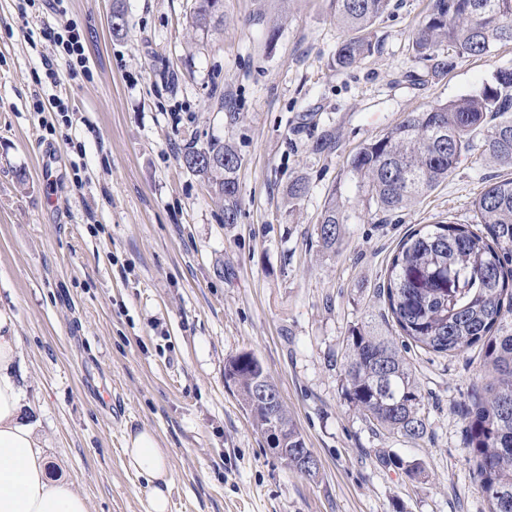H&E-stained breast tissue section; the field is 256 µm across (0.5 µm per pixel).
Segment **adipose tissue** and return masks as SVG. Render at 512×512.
<instances>
[{"instance_id": "1", "label": "adipose tissue", "mask_w": 512, "mask_h": 512, "mask_svg": "<svg viewBox=\"0 0 512 512\" xmlns=\"http://www.w3.org/2000/svg\"><path fill=\"white\" fill-rule=\"evenodd\" d=\"M20 354L14 316L0 309V512H90L87 498L72 483L47 473L42 442L24 413L16 373ZM124 455L128 468L144 481L147 512H170L172 465L155 433L127 430Z\"/></svg>"}]
</instances>
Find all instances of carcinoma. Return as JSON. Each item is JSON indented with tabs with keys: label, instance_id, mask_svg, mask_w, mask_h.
Segmentation results:
<instances>
[{
	"label": "carcinoma",
	"instance_id": "obj_1",
	"mask_svg": "<svg viewBox=\"0 0 512 512\" xmlns=\"http://www.w3.org/2000/svg\"><path fill=\"white\" fill-rule=\"evenodd\" d=\"M223 0H196L193 26L222 21ZM336 18L349 35L337 46L336 65L347 69L372 52L365 32L384 15L391 0H335ZM512 43V0H430L416 27L412 47L445 74L463 57L488 54ZM482 149L500 166L512 169V70H497L473 94L438 103L408 116L383 137L366 144L349 160L366 214L378 224L446 181L464 158ZM224 160L220 166L193 169L215 186L224 203V223L241 216L237 172L241 156L234 144L193 141L179 153L184 160L199 151ZM295 204L308 193L304 178L288 185ZM472 223L422 224L400 240L385 271L378 297L384 324L402 337L396 341L365 319L348 336L341 369L347 402L378 430L418 439L427 433L425 396L405 353L411 347L453 357L478 347L487 382L472 386L463 419L468 462L489 512H512V177L491 183L471 204ZM482 228L472 229L471 224ZM347 216L336 196L324 207L315 234L318 245L334 251L341 244ZM225 382L234 387L254 427L266 434L271 422L288 431L278 445L279 459L306 476L317 474L314 457L303 458V435L282 402L270 407L258 398L260 380L270 379L250 351L229 357ZM382 462L424 477L416 461L384 456Z\"/></svg>",
	"mask_w": 512,
	"mask_h": 512
}]
</instances>
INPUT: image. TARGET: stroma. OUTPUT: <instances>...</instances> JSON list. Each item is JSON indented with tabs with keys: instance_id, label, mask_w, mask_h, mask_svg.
<instances>
[{
	"instance_id": "1",
	"label": "stroma",
	"mask_w": 512,
	"mask_h": 512,
	"mask_svg": "<svg viewBox=\"0 0 512 512\" xmlns=\"http://www.w3.org/2000/svg\"><path fill=\"white\" fill-rule=\"evenodd\" d=\"M122 4L127 34L112 35ZM429 0H391L375 51L335 63L334 0H224L192 25L195 0H0V309L22 343L27 401L51 476L91 512H143L123 453L127 427L156 433L173 469L170 512H488L464 449L462 407L485 372L478 349L407 354L427 434L389 437L352 408L340 369L351 328L399 240L420 224L470 222L501 168L477 153L390 223H370L347 162L409 113L479 90L512 68V43L447 74L416 57ZM66 23L83 60L50 37ZM66 111H35L42 58ZM237 120H230V113ZM336 135L333 151L311 146ZM234 143L242 214L178 159L187 141ZM53 179L44 182L41 156ZM309 192L288 201L291 180ZM337 197L336 252L315 228ZM250 351L278 386L316 477L286 469L224 380ZM422 464L416 481L385 455Z\"/></svg>"
}]
</instances>
